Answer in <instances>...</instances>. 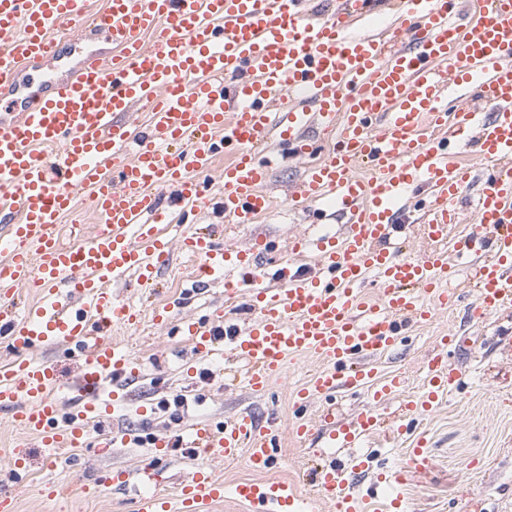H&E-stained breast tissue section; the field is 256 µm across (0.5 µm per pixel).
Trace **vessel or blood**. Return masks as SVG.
<instances>
[{"instance_id":"b4317fda","label":"vessel or blood","mask_w":512,"mask_h":512,"mask_svg":"<svg viewBox=\"0 0 512 512\" xmlns=\"http://www.w3.org/2000/svg\"><path fill=\"white\" fill-rule=\"evenodd\" d=\"M382 3L390 27L359 33L373 0H337L323 14L309 0H103L99 10L93 0H0V335L13 353L0 362V410L20 432L0 458L13 476L27 470L28 438L85 443L144 373L108 338L112 324L142 319L111 285L148 284L168 263L160 224L176 210L196 221L216 199L226 223H255L274 208L271 171L294 156L310 164L289 206L322 205L342 217V233L296 238L272 275L264 237L230 250L195 225L180 241L200 262L198 286L223 278L228 302H250L245 330L224 329L243 385L261 392L281 381L287 359L320 361L294 396L290 434L355 449L350 466L318 471L310 495L269 478L281 437L245 411L192 426L186 446L199 463L176 502L151 491V462L112 483L145 486L134 512H209L227 497L246 512H406L402 488L430 463L424 440L405 465L379 473L361 447L373 434L403 435L406 416L430 411L459 372L447 352L431 355L422 393L408 399L401 375L378 377L369 363L457 301L448 284L458 260L474 270V317L512 314V0L472 10L460 0ZM99 33L110 50L93 46ZM452 85L467 94L453 108ZM137 107L148 112L142 128L127 120ZM472 143L484 161L477 174L455 158ZM80 193L99 224L68 246L58 224ZM468 207L470 232L449 242ZM409 210L432 251L392 247ZM306 254L314 271L296 264ZM17 288L38 292L21 316ZM182 324L197 351H215L213 333ZM59 346L77 360L75 378L40 358ZM358 390L369 409L337 416L336 397ZM242 456L254 476L230 486L207 465ZM369 471L357 495L353 482Z\"/></svg>"}]
</instances>
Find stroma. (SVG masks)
<instances>
[{
	"instance_id": "stroma-1",
	"label": "stroma",
	"mask_w": 512,
	"mask_h": 512,
	"mask_svg": "<svg viewBox=\"0 0 512 512\" xmlns=\"http://www.w3.org/2000/svg\"><path fill=\"white\" fill-rule=\"evenodd\" d=\"M303 174L298 161L274 169L268 190L275 209L250 227L221 233L224 217L216 208L209 210L203 222L217 227V240L243 246L261 233L272 251H279L290 237L329 222L328 216L317 211L289 210L288 193ZM170 249L169 263L157 275L155 285L142 287L129 279L113 286L121 298L142 306L143 320L134 330L114 325L112 338L132 355L150 360L152 368L135 385L129 410L114 413L106 424V432L114 439L112 448L102 452L90 444L54 452L31 447V464L22 484L10 475L8 464L0 461V494L15 495L18 512H130L125 494L112 486L110 478L115 471L133 472L148 462L153 452L151 439L156 435L170 442L158 489L176 498L190 466L184 448L177 445L184 429L207 418L221 421L244 409L260 420H274L279 429L282 462L272 470V478L296 479L301 491L311 490L309 475L322 460L291 437L290 396L310 380L317 362L304 356L288 360L285 382L266 393L225 383L219 360L197 354L176 325L165 327L153 319V307L166 303L176 314L203 323L225 307L223 283L189 293L197 263L182 253L179 243H171ZM450 333L466 339L465 347L448 346V361L462 374V390L444 397L431 415L420 419L413 435L392 444L373 437L366 448L376 451L383 466L395 467L404 460L413 437L426 438L432 464L416 473L407 487L410 512H512V352L503 347L512 339V320L489 318L477 323L462 305L437 311L414 330L404 349L379 360L377 371H402L407 394L419 395L423 365L440 336ZM141 405L149 406V414H136ZM52 479L91 483L95 489L90 494L50 499L39 488Z\"/></svg>"
}]
</instances>
